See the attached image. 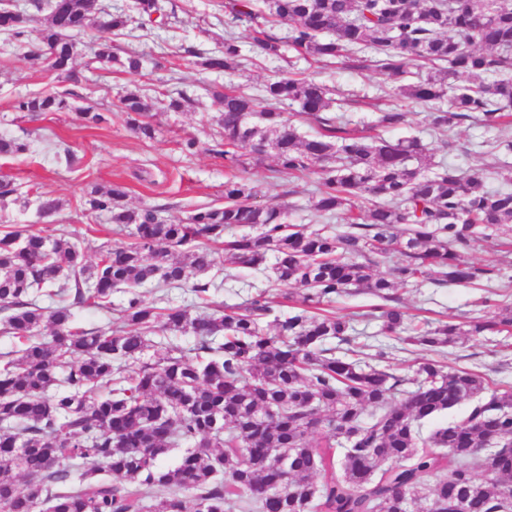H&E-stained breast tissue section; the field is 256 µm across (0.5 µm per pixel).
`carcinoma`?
Masks as SVG:
<instances>
[{"instance_id":"1","label":"carcinoma","mask_w":512,"mask_h":512,"mask_svg":"<svg viewBox=\"0 0 512 512\" xmlns=\"http://www.w3.org/2000/svg\"><path fill=\"white\" fill-rule=\"evenodd\" d=\"M48 25L30 36L31 18L0 9V33L53 71L62 90L20 98L17 112H63L83 76L75 39L151 25L166 29L158 0H133L105 13L97 0H30ZM224 14L257 29L268 56L285 48L319 60L374 66L398 83L394 96L428 107L429 128L446 136L464 120L487 129L512 124V0H224ZM239 47L202 58L232 74ZM103 64L140 73L142 55L121 58L106 39ZM429 65L405 82L412 62ZM214 117L233 175L224 205L197 208L177 223L162 208H130L114 184L93 190L89 210L133 227L134 242L85 259V239L25 230L0 236V332L16 357L0 359V512H512V391L492 392L484 377L439 361L407 377L391 357L412 345L444 348L460 336H509L512 314L490 296L463 324L420 327L398 306L397 286L428 280L470 285L488 271L468 250L512 224V163L494 156L480 172L427 160L418 136L388 140L407 113L394 105L369 128L333 112L329 89L280 73L263 87V106L234 89L212 90ZM448 106H441L444 98ZM196 93L175 88L163 109L181 112ZM295 105L315 129L304 136L284 116ZM152 105L139 89L120 109L144 138L155 135ZM34 152L33 141L0 138V156ZM269 152L278 172L319 171L312 203L326 224H290L279 207L251 202L253 188L234 171L245 153ZM342 219L344 229L329 224ZM257 233L235 234L236 228ZM397 254L385 276L372 267ZM275 281L304 288L296 310L282 313L268 291L242 306L211 312L159 307L142 288H181L187 259L206 274L222 258ZM124 288L125 326L84 329L72 309L103 308ZM381 300L360 317L379 322L360 357L355 317L321 312L350 289ZM63 303L44 307L41 298ZM50 327V334L41 329ZM193 337L186 350L169 336ZM153 347L156 357L146 361ZM463 401L468 415L424 433L423 423ZM186 447L174 467L163 464ZM321 477V482L314 480ZM163 495H157V491Z\"/></svg>"}]
</instances>
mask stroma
Instances as JSON below:
<instances>
[{"label":"stroma","instance_id":"35a3bbf8","mask_svg":"<svg viewBox=\"0 0 512 512\" xmlns=\"http://www.w3.org/2000/svg\"><path fill=\"white\" fill-rule=\"evenodd\" d=\"M221 3L222 0H160L163 11L171 16L169 32L161 35L154 29L144 30L136 37L123 31L109 33L112 48L118 55L129 52L144 55L145 65L137 77L122 72L119 66L108 68L94 62V41L98 33L89 31L81 39L75 59L76 68L85 81L72 100V110L66 112L27 115L13 111L12 103L16 98L56 89L58 82L53 72L39 62L25 59L19 47L0 34V134H28L37 139L32 155L0 160V176L13 179L20 193L17 201L0 208V232L23 225L30 232L51 237L85 235L91 243L86 256L92 262L97 258L96 246L104 243L122 247L130 241L127 231L112 224L108 215L90 211L86 200L94 188L122 185L127 190L130 205L163 206V216L170 222L183 220L187 211L195 206L223 203L224 158L208 149L217 129L201 119L202 114L214 115L221 110L220 103L205 90L209 83L222 86L231 82L257 97L267 80L278 70L285 69L315 78L352 99L353 105L346 112L352 122L374 124V108L359 104L358 99L363 95L392 94L394 83L386 75L372 67L355 69L342 61L323 66L290 49L286 50L284 58L268 57L257 47L256 33L245 22L230 32L240 47L235 74L203 71L193 51L222 49L228 32L217 22L224 14ZM173 76L197 89L196 103L185 112L156 110L154 138L139 137L131 130L126 114L117 108L119 96L125 89L137 85L149 97H158L169 89V79ZM88 105L103 112L105 123L93 128L84 125L76 111ZM400 107L408 114L407 123L385 130V137L419 136L435 158H447L449 163L465 170L483 168L488 161L487 151L501 141L512 140L510 126L489 130L467 120L455 128L453 145L448 148L427 126L424 106L406 100ZM190 136L199 141V149L192 155L182 150L184 139ZM54 140L74 152L77 162L73 169L55 164L50 146ZM275 166L270 155L246 157L241 175L253 188L254 203L287 208V221L291 224L317 223L311 204L318 174L294 177L276 172ZM42 195L62 200V209L48 217L41 215L38 198ZM214 280L216 286L206 300L194 299L180 289L169 290L168 296L174 304L202 312L210 304L245 302L268 285L265 275L230 264L217 273ZM498 284L495 278L469 286L444 288L426 282L415 288H398L397 293L402 307L412 317L455 323L469 315L475 299ZM442 356L449 366L470 368L483 374L489 390L512 391V336L502 338L497 346L480 336H464L442 353L430 347L415 346L404 359H392L391 364L397 368L405 359L418 363Z\"/></svg>","mask_w":512,"mask_h":512}]
</instances>
